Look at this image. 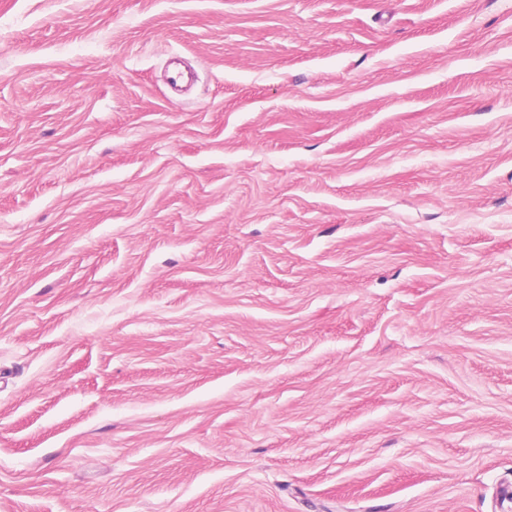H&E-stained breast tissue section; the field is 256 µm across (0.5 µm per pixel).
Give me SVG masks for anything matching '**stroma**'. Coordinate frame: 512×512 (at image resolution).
Masks as SVG:
<instances>
[{
	"mask_svg": "<svg viewBox=\"0 0 512 512\" xmlns=\"http://www.w3.org/2000/svg\"><path fill=\"white\" fill-rule=\"evenodd\" d=\"M0 512H512V0H0Z\"/></svg>",
	"mask_w": 512,
	"mask_h": 512,
	"instance_id": "35a3bbf8",
	"label": "stroma"
}]
</instances>
